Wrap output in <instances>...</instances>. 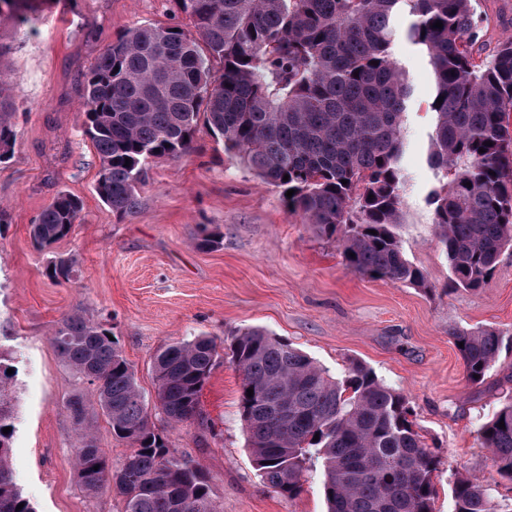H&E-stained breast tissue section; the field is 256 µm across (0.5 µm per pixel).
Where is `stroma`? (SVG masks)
Wrapping results in <instances>:
<instances>
[{
    "instance_id": "obj_1",
    "label": "stroma",
    "mask_w": 512,
    "mask_h": 512,
    "mask_svg": "<svg viewBox=\"0 0 512 512\" xmlns=\"http://www.w3.org/2000/svg\"><path fill=\"white\" fill-rule=\"evenodd\" d=\"M473 6L484 47L512 36V0ZM147 24L186 28L190 21L171 0H46L31 21L0 22V69L14 83L18 133L12 158L0 163V209L8 214L0 226V357L15 369L11 467L35 512L123 510L115 489L87 494L73 467L68 404L91 387L60 358L50 332L76 311L112 324L149 402L156 351L200 334L221 343L261 327L337 376L361 362L403 392L421 434L438 449L435 512H452L459 473L479 477L512 507V482L498 475L478 434L512 395V355L474 385L452 339L457 330L512 331V248L478 290L446 291L450 271L432 203L442 179L427 162L435 86L423 54L403 39L395 47L414 87L402 160L411 182L396 233L424 271L425 290L352 272L335 240L289 213L280 190L261 183L203 126L190 152L149 162L132 216L113 215L95 190L100 160L82 132L80 80L119 32ZM61 191L80 198V217L66 238L38 249L30 226ZM208 233L222 245L199 248ZM55 256L75 259L70 281L46 276ZM240 382L221 359L201 394L200 419L173 425L155 408L151 419L175 455L205 470L222 512H327L317 473L292 499L258 475L239 417Z\"/></svg>"
}]
</instances>
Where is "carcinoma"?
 Returning <instances> with one entry per match:
<instances>
[{
	"mask_svg": "<svg viewBox=\"0 0 512 512\" xmlns=\"http://www.w3.org/2000/svg\"><path fill=\"white\" fill-rule=\"evenodd\" d=\"M41 2L0 0V16L34 14ZM173 2L194 30L128 29L85 77L83 129L100 159L97 193L116 217L137 208L149 161L189 152L202 123L263 183L284 194L295 190L288 211L337 238L353 272L428 288L395 232L407 183L403 116L412 86L392 48L394 20L405 13L406 39L425 51L435 97L443 98L432 103L428 165L446 179L433 204L447 288L482 287L512 247V38L489 51L478 45L472 0ZM437 21L442 28L432 27ZM13 111L12 90L3 84L0 161L17 140ZM81 211L78 197L59 192L32 225L33 241L46 249L67 237ZM49 268L53 281L66 282L73 260L58 258ZM111 334L108 323L80 313L51 333L66 365L94 385L69 402L80 485L95 494L114 484L123 512H220L208 474L171 452L156 431L135 370ZM505 336L497 329L453 333L454 344L464 343L458 352L468 382H484ZM220 355L208 336L157 350L155 396L169 421L200 416L201 392ZM224 355L241 375L239 413L253 464L274 492L297 496L307 472L317 470L328 512H434L439 454L419 433L407 398L366 365L352 362L337 377L257 327L234 335ZM9 368L0 360V512H35L10 466L13 433H3L14 426ZM90 410L126 445L115 473ZM480 438L501 478L512 482V395ZM451 492L454 512H504L474 477H456Z\"/></svg>",
	"mask_w": 512,
	"mask_h": 512,
	"instance_id": "cac0c4a2",
	"label": "carcinoma"
}]
</instances>
